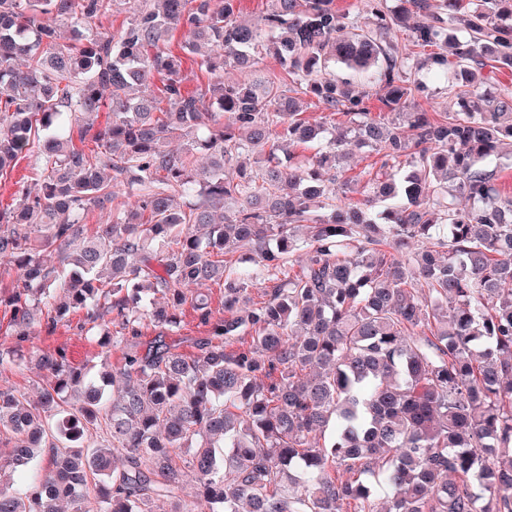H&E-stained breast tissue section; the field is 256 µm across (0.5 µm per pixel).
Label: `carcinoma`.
Masks as SVG:
<instances>
[{
    "instance_id": "obj_1",
    "label": "carcinoma",
    "mask_w": 512,
    "mask_h": 512,
    "mask_svg": "<svg viewBox=\"0 0 512 512\" xmlns=\"http://www.w3.org/2000/svg\"><path fill=\"white\" fill-rule=\"evenodd\" d=\"M112 2L0 0V177L24 158L39 176L0 208V259L20 271L0 306L19 343L41 307L48 330L85 312L106 348L140 339L145 318L160 332L94 378L59 349L37 356L50 379L35 397L0 385V512H376L377 483L394 490L386 512H512V198L494 165L512 146V86L476 78L512 70V0H404L426 17L417 64L464 75L437 116L414 103L383 0L363 21L335 0H272L265 34L236 0H142L113 34L62 40ZM459 16L463 41L448 38ZM178 28L204 89L166 51ZM259 49L288 88L224 81ZM332 63L377 70L406 125L373 115ZM156 73L159 95L134 96ZM301 94L346 125L326 136ZM351 142L384 157L362 202L338 170ZM295 144L316 147L302 167L280 158ZM243 154L264 165L225 171ZM117 186L136 204L85 234ZM242 249L255 268L234 274L226 256ZM207 282L224 290L214 323L190 294ZM187 302L209 327L191 356L164 336Z\"/></svg>"
}]
</instances>
